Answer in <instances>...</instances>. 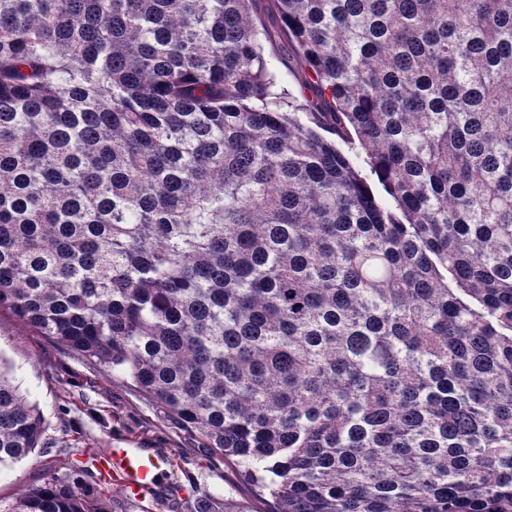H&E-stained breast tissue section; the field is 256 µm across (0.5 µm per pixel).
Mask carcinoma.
I'll return each instance as SVG.
<instances>
[{"instance_id":"cac0c4a2","label":"carcinoma","mask_w":512,"mask_h":512,"mask_svg":"<svg viewBox=\"0 0 512 512\" xmlns=\"http://www.w3.org/2000/svg\"><path fill=\"white\" fill-rule=\"evenodd\" d=\"M251 2L0 0V311L268 512H512V0H268L328 112ZM252 8L254 21L271 33V41L267 42L265 47L275 69L280 74L288 75L290 89L303 101L315 108L321 106L319 112H326V107L317 97L315 90L311 85L305 84L304 63L294 44L288 41V35L279 16L267 10L264 0L256 1Z\"/></svg>"}]
</instances>
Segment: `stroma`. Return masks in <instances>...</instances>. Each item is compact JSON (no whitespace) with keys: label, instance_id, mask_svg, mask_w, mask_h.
I'll use <instances>...</instances> for the list:
<instances>
[{"label":"stroma","instance_id":"obj_1","mask_svg":"<svg viewBox=\"0 0 512 512\" xmlns=\"http://www.w3.org/2000/svg\"><path fill=\"white\" fill-rule=\"evenodd\" d=\"M252 16L269 30L266 52L275 69L287 76L290 89L306 103L320 106L279 16L268 11L265 0H256ZM0 358L11 365L15 384L45 420L41 448L21 463L0 468L1 507L45 477L72 473L81 463L88 466L82 480L98 484L99 460L108 449L136 448L158 456L160 471L155 484L136 499L126 498L119 485H112V496L123 512H194L203 496L219 505L231 499L249 512H267L266 501L240 479L232 462L174 428L110 373L60 354L45 337L6 312H0Z\"/></svg>","mask_w":512,"mask_h":512}]
</instances>
